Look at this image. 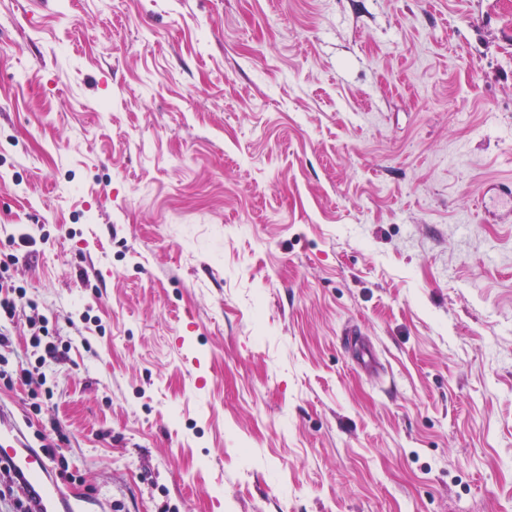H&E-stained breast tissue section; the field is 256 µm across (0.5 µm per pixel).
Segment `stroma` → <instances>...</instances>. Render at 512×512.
Instances as JSON below:
<instances>
[{"instance_id":"obj_1","label":"stroma","mask_w":512,"mask_h":512,"mask_svg":"<svg viewBox=\"0 0 512 512\" xmlns=\"http://www.w3.org/2000/svg\"><path fill=\"white\" fill-rule=\"evenodd\" d=\"M511 177L512 0H0L88 512H512Z\"/></svg>"}]
</instances>
